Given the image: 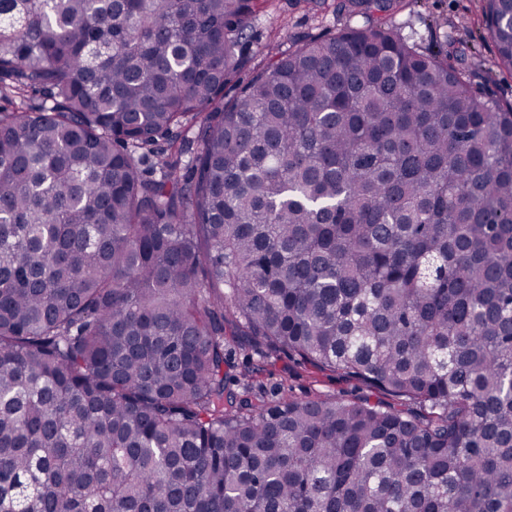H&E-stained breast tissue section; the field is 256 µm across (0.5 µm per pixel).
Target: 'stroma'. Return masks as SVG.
Here are the masks:
<instances>
[{"mask_svg":"<svg viewBox=\"0 0 512 512\" xmlns=\"http://www.w3.org/2000/svg\"><path fill=\"white\" fill-rule=\"evenodd\" d=\"M387 23L430 47L443 34L453 36L466 61H482L490 74L487 87L494 97L512 102V71L496 66V48L482 16V0H404L387 16ZM348 17L334 11L315 12L297 0H265L246 47L255 62L265 63L272 47L287 50L293 38L304 33H323L349 25ZM224 370L235 392L247 393L253 400H312L321 398L354 399L366 389L341 374L322 371L298 357L280 355L260 361L250 348L233 345L227 350Z\"/></svg>","mask_w":512,"mask_h":512,"instance_id":"stroma-1","label":"stroma"}]
</instances>
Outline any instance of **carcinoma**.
<instances>
[{
  "instance_id": "carcinoma-1",
  "label": "carcinoma",
  "mask_w": 512,
  "mask_h": 512,
  "mask_svg": "<svg viewBox=\"0 0 512 512\" xmlns=\"http://www.w3.org/2000/svg\"><path fill=\"white\" fill-rule=\"evenodd\" d=\"M259 2L0 0V512H512V103L382 24L260 66ZM226 353L224 372L232 379L227 384L238 394L246 391L256 402L279 398L350 400L366 394V388L357 381L335 372L320 371L299 357L281 354L263 362L250 348L237 345H231Z\"/></svg>"
}]
</instances>
